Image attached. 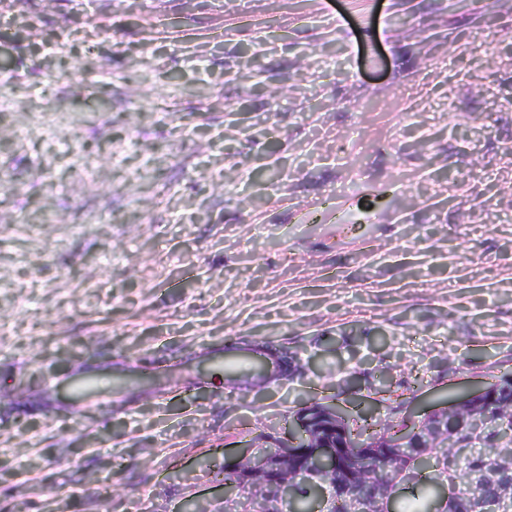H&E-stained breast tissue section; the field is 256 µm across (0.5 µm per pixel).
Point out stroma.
I'll return each mask as SVG.
<instances>
[{
    "label": "stroma",
    "instance_id": "35a3bbf8",
    "mask_svg": "<svg viewBox=\"0 0 512 512\" xmlns=\"http://www.w3.org/2000/svg\"><path fill=\"white\" fill-rule=\"evenodd\" d=\"M37 3L0 0V512H250L213 472L304 404L388 420L512 369V0ZM229 344L279 378L206 373ZM169 364L167 361L158 362L153 365L149 372L144 375L139 373L134 375H125L120 374L117 375L113 380V388L114 389H124L130 385H138L140 383H150L155 378L165 374L168 371Z\"/></svg>",
    "mask_w": 512,
    "mask_h": 512
}]
</instances>
